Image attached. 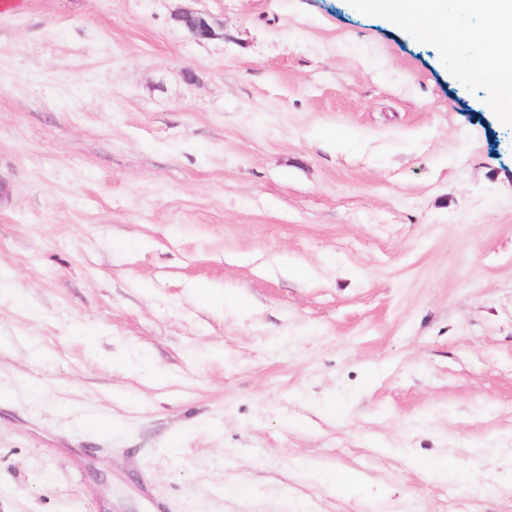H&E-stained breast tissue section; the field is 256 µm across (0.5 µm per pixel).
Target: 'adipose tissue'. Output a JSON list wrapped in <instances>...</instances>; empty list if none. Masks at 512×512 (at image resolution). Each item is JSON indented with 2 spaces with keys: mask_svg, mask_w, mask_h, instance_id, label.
I'll return each instance as SVG.
<instances>
[{
  "mask_svg": "<svg viewBox=\"0 0 512 512\" xmlns=\"http://www.w3.org/2000/svg\"><path fill=\"white\" fill-rule=\"evenodd\" d=\"M460 11L483 15L486 24L477 35L483 57L476 73H459V80L483 77L490 86L493 105L512 99V0H390L393 14L413 20L420 33L447 35L453 29L449 2Z\"/></svg>",
  "mask_w": 512,
  "mask_h": 512,
  "instance_id": "ef3b65f1",
  "label": "adipose tissue"
}]
</instances>
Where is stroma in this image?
<instances>
[{
  "instance_id": "35a3bbf8",
  "label": "stroma",
  "mask_w": 512,
  "mask_h": 512,
  "mask_svg": "<svg viewBox=\"0 0 512 512\" xmlns=\"http://www.w3.org/2000/svg\"><path fill=\"white\" fill-rule=\"evenodd\" d=\"M479 57L359 0L0 6V512H512ZM175 16L176 20L182 22L187 32L196 40H208L217 35L211 22L201 14L191 10H182Z\"/></svg>"
}]
</instances>
